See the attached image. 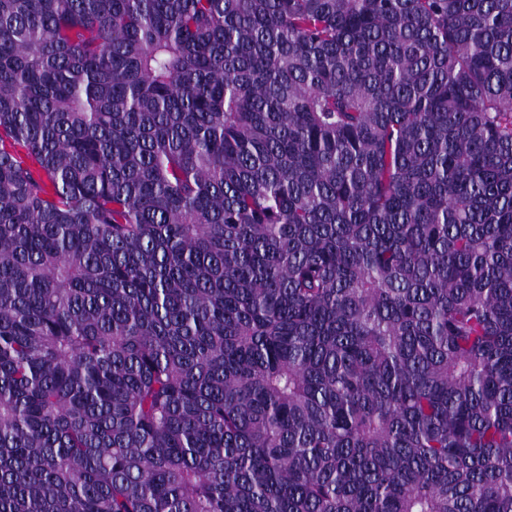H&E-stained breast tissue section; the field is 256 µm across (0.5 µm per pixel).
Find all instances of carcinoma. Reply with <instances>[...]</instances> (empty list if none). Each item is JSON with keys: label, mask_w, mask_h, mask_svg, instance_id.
Returning a JSON list of instances; mask_svg holds the SVG:
<instances>
[{"label": "carcinoma", "mask_w": 512, "mask_h": 512, "mask_svg": "<svg viewBox=\"0 0 512 512\" xmlns=\"http://www.w3.org/2000/svg\"><path fill=\"white\" fill-rule=\"evenodd\" d=\"M0 512H512V0H0Z\"/></svg>", "instance_id": "cac0c4a2"}]
</instances>
